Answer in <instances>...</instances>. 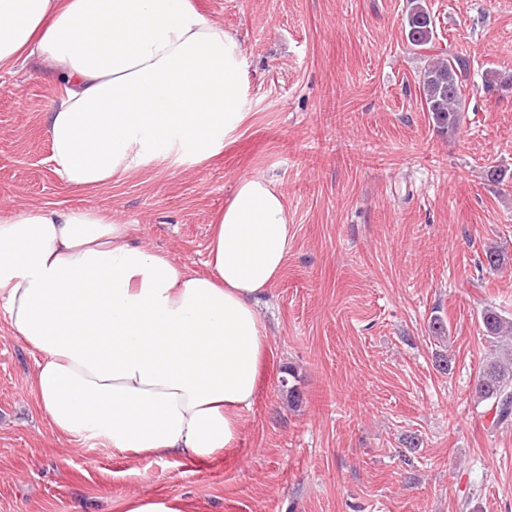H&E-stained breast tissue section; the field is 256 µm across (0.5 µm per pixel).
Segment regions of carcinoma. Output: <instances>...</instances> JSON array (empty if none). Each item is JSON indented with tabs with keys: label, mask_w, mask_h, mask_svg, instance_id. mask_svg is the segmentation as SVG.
Returning <instances> with one entry per match:
<instances>
[{
	"label": "carcinoma",
	"mask_w": 512,
	"mask_h": 512,
	"mask_svg": "<svg viewBox=\"0 0 512 512\" xmlns=\"http://www.w3.org/2000/svg\"><path fill=\"white\" fill-rule=\"evenodd\" d=\"M435 23L424 0H409L405 16L408 43L423 49L435 38ZM466 59L450 54L446 59L432 61L421 71L419 85L424 109L442 133L454 132L463 120L464 77ZM483 336L496 356L485 360L474 384V399L485 404L483 416L489 429L512 423V317L493 305L480 310Z\"/></svg>",
	"instance_id": "obj_1"
}]
</instances>
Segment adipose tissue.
Listing matches in <instances>:
<instances>
[{"label":"adipose tissue","instance_id":"obj_1","mask_svg":"<svg viewBox=\"0 0 512 512\" xmlns=\"http://www.w3.org/2000/svg\"><path fill=\"white\" fill-rule=\"evenodd\" d=\"M20 62L62 86L45 116L49 161L84 193L210 158L245 116L241 45L192 0H0V69ZM290 240L263 174L238 181L204 275L94 205L0 210V314L40 356L53 429L160 461L235 447L267 351L258 304Z\"/></svg>","mask_w":512,"mask_h":512}]
</instances>
